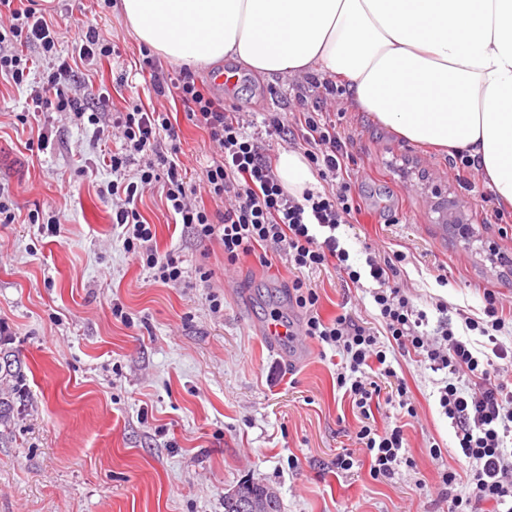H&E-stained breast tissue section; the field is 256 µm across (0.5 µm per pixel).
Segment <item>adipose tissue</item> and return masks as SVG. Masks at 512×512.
<instances>
[{
  "mask_svg": "<svg viewBox=\"0 0 512 512\" xmlns=\"http://www.w3.org/2000/svg\"><path fill=\"white\" fill-rule=\"evenodd\" d=\"M181 64L341 76L407 141L465 152L512 205V0H121Z\"/></svg>",
  "mask_w": 512,
  "mask_h": 512,
  "instance_id": "ef3b65f1",
  "label": "adipose tissue"
}]
</instances>
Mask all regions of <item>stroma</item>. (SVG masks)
Returning <instances> with one entry per match:
<instances>
[{
	"mask_svg": "<svg viewBox=\"0 0 512 512\" xmlns=\"http://www.w3.org/2000/svg\"><path fill=\"white\" fill-rule=\"evenodd\" d=\"M77 8L116 50L79 67L81 95L108 94L117 109L137 97L168 113L185 163L195 171L211 165L207 132L178 101L151 93L139 66L143 45L119 7L48 0L60 55L79 54L69 29ZM219 66L239 76L230 104L263 119L295 112L301 76H268L229 58ZM335 84L327 108L337 129L352 135V190L361 206L358 223L336 231L351 263L363 264L370 249L394 262L396 282L426 311L431 335L436 301L447 302L456 331L464 315L482 311L485 290L512 303V210L498 213L493 184L455 167L444 149L402 139L349 101L343 79ZM30 107L29 87L0 76V185L19 215L0 224V358L20 361L23 373L18 383L0 371V391L22 386L0 425V512H224L225 495L245 481L274 489L281 512H448L438 473L463 475L468 463L439 406L446 372L388 351L418 412L405 429L413 463L379 479L365 459L338 469L358 421L336 388L340 354L309 339L276 351L256 331L274 313L303 319L284 264L268 268L248 256L225 271L222 245L175 223L154 188L140 213L155 227L158 251L173 254L182 270L178 284L155 281L123 249L112 202L101 193L113 174L91 130L60 112L20 124ZM42 131L46 149L27 151V139ZM35 209L62 217L60 235L29 223ZM439 265L448 286L435 283ZM203 267L210 282L199 278ZM309 279L321 316L349 313L378 327L368 289L345 288L331 266ZM212 295L219 311L209 306ZM116 303L132 324L113 317ZM275 369L283 379L272 378Z\"/></svg>",
	"mask_w": 512,
	"mask_h": 512,
	"instance_id": "stroma-1",
	"label": "stroma"
}]
</instances>
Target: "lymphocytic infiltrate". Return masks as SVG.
<instances>
[{
	"label": "lymphocytic infiltrate",
	"mask_w": 512,
	"mask_h": 512,
	"mask_svg": "<svg viewBox=\"0 0 512 512\" xmlns=\"http://www.w3.org/2000/svg\"><path fill=\"white\" fill-rule=\"evenodd\" d=\"M71 29L82 43L76 59L59 56L55 25L45 14L26 0H0V74L23 84L36 68L35 60L25 53L31 45L52 59L51 71L41 74L31 94L33 109L66 112L74 121L92 125L96 141L103 144V163L115 175L106 191L114 199L112 222L126 234V253L153 269L158 282L175 284L181 279L177 260L158 252L153 228L138 209L145 190L157 183L163 186L167 210L178 215L197 238L219 241L228 265H236L256 248H272V255H258L259 261L269 264L274 255L286 261L292 275L291 297L306 312L303 335L333 346L342 355L336 386L351 399L361 419L353 442L370 459L372 477H389L408 457L405 417L377 426L374 399L385 397L387 403L406 410V417L417 415L405 383H397L391 394L381 392L380 378L395 377L396 371L380 336H387L397 349L414 353L431 370L466 375V386L447 382L439 396V405L471 465L462 486L457 485L455 472L439 474L441 485L449 490L448 512H512V452L507 449L512 442V389L501 365L512 353L498 340L508 317L495 292L488 291L482 316L464 319L465 330L485 339L484 348L475 347L446 322L441 323L439 336H431L421 330L426 312L414 308L404 289L396 285L391 264L369 255L361 267L351 265L349 251L336 236L340 225L359 212L351 186L343 179L351 139L323 115L335 86L307 76L295 92L300 105L297 121L275 116L268 121L265 134L249 135L240 112L227 110L223 99L206 92L190 68L168 73L152 56H145L143 65L155 97L178 98L186 119L209 135L213 163L195 176L182 159V142L167 113L130 100L114 111L111 128L102 127L100 112L90 110L84 96L74 89V69L79 61L101 60L112 56L115 49L111 41L101 38L89 18L74 19ZM113 134L122 141L121 151L107 145ZM265 135L302 149L317 176L327 183L339 182V191L307 190L299 197L288 193L261 141ZM138 154L145 155V163L139 165L134 178H122V171ZM201 189L222 200L223 210L213 212L200 205L196 196ZM326 265L342 274L347 287L372 281L370 294L381 329L365 326L348 313L330 320L319 314L317 289L302 273Z\"/></svg>",
	"instance_id": "lymphocytic-infiltrate-1"
}]
</instances>
